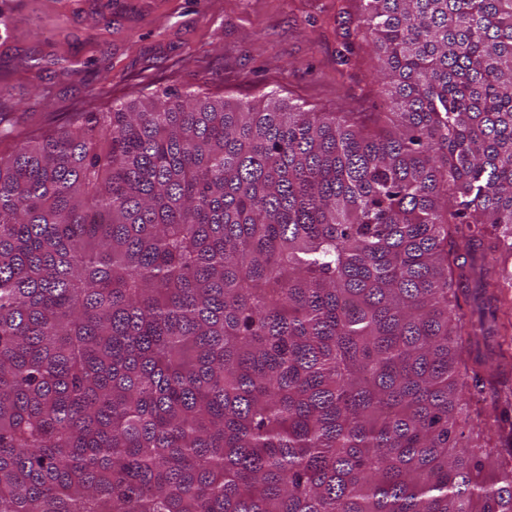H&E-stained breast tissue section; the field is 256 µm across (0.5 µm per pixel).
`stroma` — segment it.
Returning a JSON list of instances; mask_svg holds the SVG:
<instances>
[{
    "mask_svg": "<svg viewBox=\"0 0 512 512\" xmlns=\"http://www.w3.org/2000/svg\"><path fill=\"white\" fill-rule=\"evenodd\" d=\"M356 11V0H0V113L36 129L163 90L382 112Z\"/></svg>",
    "mask_w": 512,
    "mask_h": 512,
    "instance_id": "1",
    "label": "stroma"
}]
</instances>
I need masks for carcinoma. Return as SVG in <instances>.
I'll use <instances>...</instances> for the list:
<instances>
[{
  "label": "carcinoma",
  "mask_w": 512,
  "mask_h": 512,
  "mask_svg": "<svg viewBox=\"0 0 512 512\" xmlns=\"http://www.w3.org/2000/svg\"><path fill=\"white\" fill-rule=\"evenodd\" d=\"M358 2L388 112L0 116V512H512V0ZM508 392V389H504L497 398L496 392L487 386L484 394L480 398L481 402L478 404V407L483 409L481 417L477 418L476 415L472 413L471 419L465 424L463 429L469 443L479 444L486 448H499L500 443L497 435L489 434L484 431L482 422L488 418L490 414L493 416L497 415L500 418L503 409L508 410L509 419L512 420V400L511 397L508 396ZM506 396H508L509 404H507Z\"/></svg>",
  "instance_id": "cac0c4a2"
}]
</instances>
